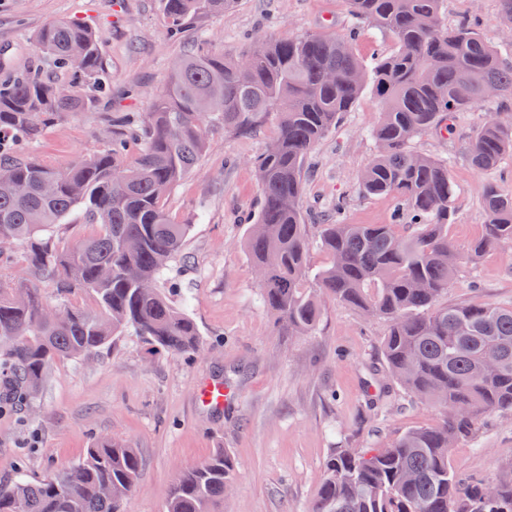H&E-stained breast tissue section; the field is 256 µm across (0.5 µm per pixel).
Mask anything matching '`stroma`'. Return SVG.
Listing matches in <instances>:
<instances>
[{"instance_id":"stroma-1","label":"stroma","mask_w":512,"mask_h":512,"mask_svg":"<svg viewBox=\"0 0 512 512\" xmlns=\"http://www.w3.org/2000/svg\"><path fill=\"white\" fill-rule=\"evenodd\" d=\"M442 12L451 28L475 21L482 37L512 59L498 0H443ZM58 18L96 32L109 90L43 127L30 152L57 166L102 150L116 118L144 120L173 61L186 54L235 56L257 38L305 33L347 39L369 66L395 49L371 24H354L349 0H239L232 10L190 21L175 37L163 0H0V73L70 82L35 41ZM495 112L512 113V100L477 102L456 113L452 131L429 132L410 144L448 162L454 186L448 237L461 248L483 232L486 186L512 194L511 154L488 172L463 158L466 142ZM379 113L375 93L363 92L308 154L302 203L309 224L329 223L338 210L349 224L390 223L397 200L368 197L358 187L377 153L370 131ZM276 132L272 115L248 130L214 132L195 169L166 198L171 218L191 227L171 270L180 284L174 300L187 302L200 350L172 354L130 333L90 359L58 362L32 400L0 406V483L51 479L107 435L137 448L142 460L125 512H165L175 473L219 448L236 469L221 512H310L334 448L384 445L403 431L438 423L439 406L407 397L387 373L386 320L329 301L311 335L291 336L263 307L244 239L260 205L253 162ZM447 301L512 305V245L464 267ZM213 379L232 389L231 400L217 409L197 398L198 383ZM448 459L461 474L497 479L512 463V413L484 415L475 437L450 448Z\"/></svg>"}]
</instances>
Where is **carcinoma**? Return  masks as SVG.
<instances>
[{
    "label": "carcinoma",
    "instance_id": "obj_1",
    "mask_svg": "<svg viewBox=\"0 0 512 512\" xmlns=\"http://www.w3.org/2000/svg\"><path fill=\"white\" fill-rule=\"evenodd\" d=\"M163 2L176 34L192 18L232 10L238 0ZM349 3L356 21L395 41L396 51L372 68L346 41L320 34L256 39L238 58L186 55L173 64L142 128L112 132L105 149L66 167L28 157L24 147L89 98L35 74L0 79V262L18 248L60 294L83 291L93 300L88 307L53 305L27 281L0 277V385L8 400L31 397L57 362L87 358L128 329L152 348L197 351L196 321L160 286L190 230L171 219L165 199L207 150L210 131L249 129L274 113L277 133L255 162L261 203L244 248L263 277L261 299L277 327L310 334L323 296L384 318L382 356L391 379L410 395L468 408L384 448L334 449L311 512H512V465L489 496L486 482L458 475L448 461V443L471 439L481 416L512 412V306L445 302L461 267L512 243V195L486 186L483 234L462 250L448 240V161L408 150L422 134L451 129L455 113L484 100L486 88L512 98V64L475 27L448 28L442 0ZM36 42L55 68L103 88L91 29L59 20ZM369 85L383 104L372 132L379 152L359 188L397 198L402 210L392 224L338 217L317 225L329 262L314 273L302 210L305 159ZM497 116L464 147V160L478 171L512 154V113ZM132 141L140 151L130 164ZM76 208L99 232L65 249L56 229ZM406 219L403 235L396 227ZM491 358L499 367L488 372L483 365ZM141 465L129 443L100 436L78 465L51 480L0 485V512H122ZM234 479L233 459L219 448L176 473L165 512H217Z\"/></svg>",
    "mask_w": 512,
    "mask_h": 512
}]
</instances>
